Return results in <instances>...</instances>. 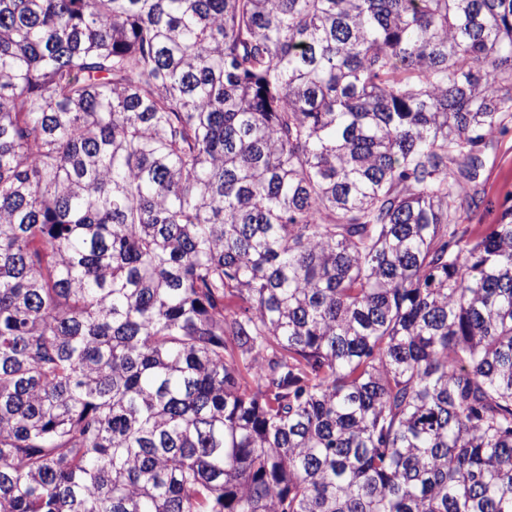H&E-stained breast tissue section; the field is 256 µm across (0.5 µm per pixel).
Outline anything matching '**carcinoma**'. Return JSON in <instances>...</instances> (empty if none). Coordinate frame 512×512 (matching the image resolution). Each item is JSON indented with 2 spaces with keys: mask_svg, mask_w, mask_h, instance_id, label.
<instances>
[{
  "mask_svg": "<svg viewBox=\"0 0 512 512\" xmlns=\"http://www.w3.org/2000/svg\"><path fill=\"white\" fill-rule=\"evenodd\" d=\"M512 0H0V512H512ZM476 188L486 202L492 203V209L480 218L477 216L465 224H494L498 207L512 192V132L506 136L494 138L493 149L489 151L487 161L476 183ZM509 195V196H508Z\"/></svg>",
  "mask_w": 512,
  "mask_h": 512,
  "instance_id": "1",
  "label": "carcinoma"
}]
</instances>
